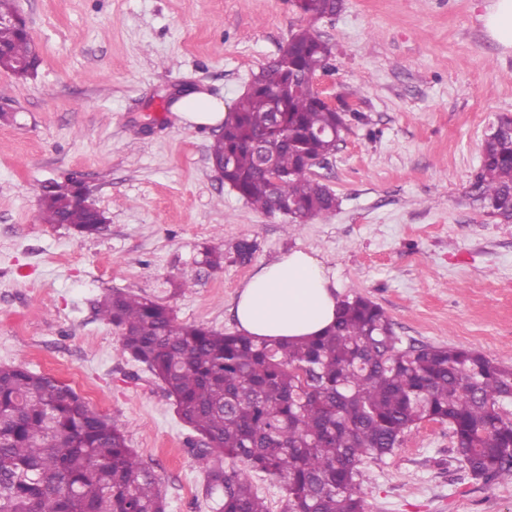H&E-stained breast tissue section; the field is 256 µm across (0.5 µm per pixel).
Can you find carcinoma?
I'll return each instance as SVG.
<instances>
[{"label": "carcinoma", "mask_w": 512, "mask_h": 512, "mask_svg": "<svg viewBox=\"0 0 512 512\" xmlns=\"http://www.w3.org/2000/svg\"><path fill=\"white\" fill-rule=\"evenodd\" d=\"M313 20L336 15L341 0H294ZM0 68L20 75L35 55L28 33L3 19ZM332 48L302 27L288 57L253 75L210 145L216 164L233 158L239 195L256 209L298 210L300 228L337 207L313 178L311 160H329L348 130V114L319 97L307 75L330 67ZM277 95L278 112L270 106ZM274 147L272 171L260 147ZM466 199L484 212L512 214V116L485 134L479 169ZM38 220L65 224L80 237L106 225L74 199V186L45 188ZM256 245L240 240L234 261L250 262ZM201 264L219 270L224 251L205 246ZM121 350L145 365L198 436L206 462L205 496L213 512H269L246 471L283 484L287 512H364L358 462L392 454L422 422L448 425L475 479L512 482V368L456 346H402L382 306L346 297L336 323L300 342L256 340L176 319L156 299L114 291L96 302ZM154 469L130 447L129 433L92 408L69 385L22 365H0V512H166Z\"/></svg>", "instance_id": "obj_1"}]
</instances>
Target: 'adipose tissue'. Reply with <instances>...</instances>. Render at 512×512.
I'll return each mask as SVG.
<instances>
[{
	"label": "adipose tissue",
	"instance_id": "adipose-tissue-1",
	"mask_svg": "<svg viewBox=\"0 0 512 512\" xmlns=\"http://www.w3.org/2000/svg\"><path fill=\"white\" fill-rule=\"evenodd\" d=\"M184 123L222 125L224 105L194 92L175 105ZM342 301L335 273L305 251H293L263 265L239 291L234 318L244 334L264 339L301 341L333 325Z\"/></svg>",
	"mask_w": 512,
	"mask_h": 512
}]
</instances>
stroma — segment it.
<instances>
[{"instance_id":"1","label":"stroma","mask_w":512,"mask_h":512,"mask_svg":"<svg viewBox=\"0 0 512 512\" xmlns=\"http://www.w3.org/2000/svg\"><path fill=\"white\" fill-rule=\"evenodd\" d=\"M42 63L0 70V365L72 386L129 431L169 512H212L194 433L94 303L149 295L179 321L236 331L239 289L293 250L335 271L343 296L382 306L403 343L464 346L512 365V221L469 205L484 133L512 114V52L487 0H343L315 22L291 0H15ZM333 47L317 86L359 113L315 177L339 206L301 229L254 210L212 170V127L179 124L202 90L232 109L292 32ZM76 183L104 212L79 237L38 221L43 185ZM254 240L249 264L233 246ZM223 247L224 266L200 262ZM191 283L183 294L173 281ZM365 512H512V483L472 478L447 425L424 422L359 466Z\"/></svg>"}]
</instances>
